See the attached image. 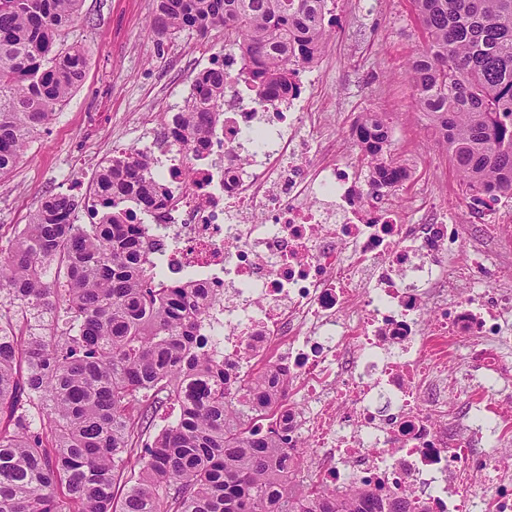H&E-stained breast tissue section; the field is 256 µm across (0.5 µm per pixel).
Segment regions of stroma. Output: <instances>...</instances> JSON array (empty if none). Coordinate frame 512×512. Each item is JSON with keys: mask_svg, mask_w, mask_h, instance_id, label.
<instances>
[{"mask_svg": "<svg viewBox=\"0 0 512 512\" xmlns=\"http://www.w3.org/2000/svg\"><path fill=\"white\" fill-rule=\"evenodd\" d=\"M153 8L154 0H84L68 40L88 51L86 78L0 178V241L27 223L45 193L85 195L114 146L140 148L162 137L197 73L224 55L220 28L204 38L188 29L157 38L148 27ZM332 31L325 52L305 67L312 93L329 111L375 112L389 125L392 151L412 171L393 199L411 220L420 218L414 194L425 182L450 219L468 223L465 186L403 76L426 42L411 0H337Z\"/></svg>", "mask_w": 512, "mask_h": 512, "instance_id": "1", "label": "stroma"}]
</instances>
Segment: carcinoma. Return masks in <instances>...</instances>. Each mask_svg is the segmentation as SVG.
<instances>
[{
  "label": "carcinoma",
  "mask_w": 512,
  "mask_h": 512,
  "mask_svg": "<svg viewBox=\"0 0 512 512\" xmlns=\"http://www.w3.org/2000/svg\"><path fill=\"white\" fill-rule=\"evenodd\" d=\"M427 43L408 63L415 110L468 188L512 199V0H412ZM83 0H0V177L82 85L87 52L63 39ZM324 0H156L160 38L224 28L264 103L328 45ZM172 118L184 147L219 123L226 80L213 63ZM370 184L406 169L375 112L357 122ZM101 216L45 195L0 249V512H408L359 487L296 492L287 439L247 428L287 389L264 371L235 392L198 334L203 289L162 273V243L130 224L126 203L165 199L150 158L98 171Z\"/></svg>",
  "instance_id": "obj_1"
}]
</instances>
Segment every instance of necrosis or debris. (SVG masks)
<instances>
[{
  "label": "necrosis or debris",
  "instance_id": "necrosis-or-debris-1",
  "mask_svg": "<svg viewBox=\"0 0 512 512\" xmlns=\"http://www.w3.org/2000/svg\"><path fill=\"white\" fill-rule=\"evenodd\" d=\"M224 68L223 115L196 155L172 137L149 152L167 191L149 232L174 279L206 288L201 334L227 384L286 372L289 399L249 426H287L306 484L381 489L413 512H512V207L478 193L470 234L425 189L407 223L303 74L266 106L235 56Z\"/></svg>",
  "mask_w": 512,
  "mask_h": 512
}]
</instances>
